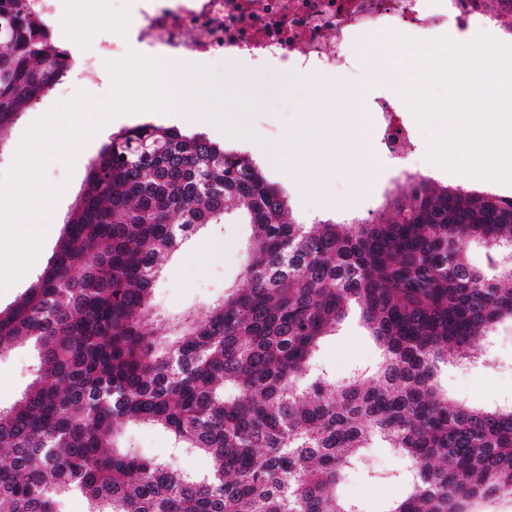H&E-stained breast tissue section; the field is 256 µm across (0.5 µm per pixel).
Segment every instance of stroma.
Wrapping results in <instances>:
<instances>
[{
  "label": "stroma",
  "mask_w": 512,
  "mask_h": 512,
  "mask_svg": "<svg viewBox=\"0 0 512 512\" xmlns=\"http://www.w3.org/2000/svg\"><path fill=\"white\" fill-rule=\"evenodd\" d=\"M137 0H104L99 8L97 26L83 37L90 46L117 39L128 16L136 12ZM210 68L216 87L224 99L218 107L225 118L247 136H231L222 129L210 132V139L228 148L250 152L263 166L267 178L285 192L294 216L310 224L317 219L332 218L339 222L351 219L391 218L395 212L387 201L406 174L421 173L443 185L471 187L468 176L446 171L429 157L430 135L423 131L406 102H399L397 122L413 132L416 155L410 160L379 157L375 169L367 175V186L339 171L320 182L314 190L304 186L305 157L293 139L295 128L304 122L337 133L338 150L349 143L345 137L347 120L335 111L316 106V94L310 81L295 77L281 83L273 71L250 72L244 80H236L227 62L214 60ZM99 144L89 146L80 161L66 167L53 161L47 168L49 184L69 185L67 196L54 201L60 217H67L83 188L91 160L99 153ZM320 197L330 198L333 209L317 206ZM253 234L249 224L232 219L205 228L192 236L166 265L154 291V304L161 322L159 331H166L169 321L186 314L202 316L211 302L224 295L226 286L234 283L246 260V246ZM215 244L212 252L198 250L200 240ZM36 352L22 344L0 352V407L12 406L25 391L33 375L30 366ZM379 355L375 341L368 335L357 313L349 316L327 337L320 349V358L336 377H344L354 367L372 366ZM486 364L449 368L441 382L449 393L476 405L512 402V324L503 323L486 351ZM116 442L123 448L172 467L202 476L210 469L209 461L197 454H187L174 445L166 430L137 423H122L116 428ZM403 460L385 448L368 449L361 468L350 471L344 492L360 506L361 512H380L385 501L399 494L397 486L369 482L365 474H379L403 469Z\"/></svg>",
  "instance_id": "35a3bbf8"
}]
</instances>
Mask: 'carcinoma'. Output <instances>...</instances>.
Segmentation results:
<instances>
[{
  "instance_id": "cac0c4a2",
  "label": "carcinoma",
  "mask_w": 512,
  "mask_h": 512,
  "mask_svg": "<svg viewBox=\"0 0 512 512\" xmlns=\"http://www.w3.org/2000/svg\"><path fill=\"white\" fill-rule=\"evenodd\" d=\"M469 7L512 34V0ZM47 18L0 0L4 132L70 72ZM396 217L290 218L258 162L204 133L141 124L110 134L46 268L9 312L0 351L38 353L35 378L0 408V512H361L346 474L368 448L405 461L373 483L404 487L382 512H489L512 497V404L448 398L441 367L475 362L512 320V197L406 175ZM253 226L239 282L203 317L156 332L155 283L208 224ZM487 249V268L465 244ZM356 309L380 349L341 380L323 340ZM167 429L212 467L193 480L113 450L115 425Z\"/></svg>"
}]
</instances>
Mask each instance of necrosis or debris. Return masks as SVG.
<instances>
[{"instance_id":"obj_1","label":"necrosis or debris","mask_w":512,"mask_h":512,"mask_svg":"<svg viewBox=\"0 0 512 512\" xmlns=\"http://www.w3.org/2000/svg\"><path fill=\"white\" fill-rule=\"evenodd\" d=\"M443 0L440 13L426 12L423 0H175L144 6L132 27L136 43L170 59L208 61L228 56L276 72L282 79L301 73H351L355 60L338 49L336 36L370 37L389 27L423 35L447 20L469 28L472 14ZM373 132L383 153L402 157L410 134L397 125L390 100L367 103Z\"/></svg>"}]
</instances>
